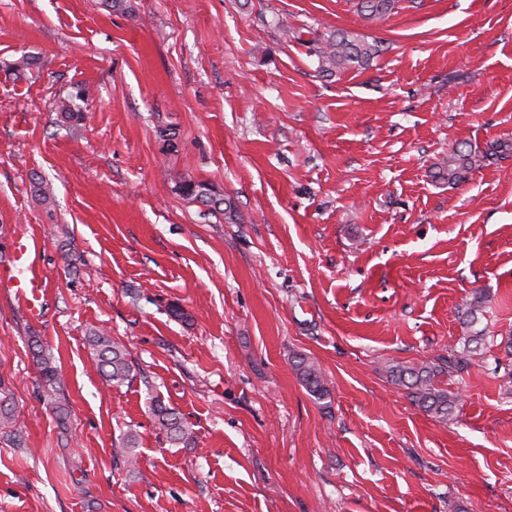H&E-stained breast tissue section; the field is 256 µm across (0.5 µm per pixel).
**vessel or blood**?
<instances>
[{"mask_svg":"<svg viewBox=\"0 0 512 512\" xmlns=\"http://www.w3.org/2000/svg\"><path fill=\"white\" fill-rule=\"evenodd\" d=\"M35 250L33 240L24 236L14 239L10 261L0 265V288L10 289L27 316L37 321L44 315L45 284L32 259Z\"/></svg>","mask_w":512,"mask_h":512,"instance_id":"vessel-or-blood-1","label":"vessel or blood"}]
</instances>
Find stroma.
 <instances>
[{"instance_id": "obj_1", "label": "stroma", "mask_w": 512, "mask_h": 512, "mask_svg": "<svg viewBox=\"0 0 512 512\" xmlns=\"http://www.w3.org/2000/svg\"><path fill=\"white\" fill-rule=\"evenodd\" d=\"M131 5L0 0V262L33 238L46 284L37 322L0 291V512H512V148L436 177L456 145H512V0H400L378 22L354 0ZM287 28L381 51L326 77ZM78 87L86 118L61 125ZM177 176L223 191L237 221L175 194ZM93 329L132 380L103 382ZM453 349L462 400L441 423L387 369ZM129 431L133 467L113 454ZM292 367L313 396L319 400L325 399L328 396L329 390L316 364L310 362L305 356L300 355L292 361ZM152 413L160 429L165 431L173 442L179 443L187 440L189 436L188 428L175 409L157 398L153 400Z\"/></svg>"}]
</instances>
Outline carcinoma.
<instances>
[{"label":"carcinoma","instance_id":"1","mask_svg":"<svg viewBox=\"0 0 512 512\" xmlns=\"http://www.w3.org/2000/svg\"><path fill=\"white\" fill-rule=\"evenodd\" d=\"M397 3L398 0H357L356 11L365 20L381 21L394 12ZM283 33L292 35V38L299 42H306L310 51L318 59L319 71L326 76L365 67L379 53L377 44L368 42L363 36L341 29L330 30L323 35L314 33L308 40L304 39V33L292 32L286 26L283 27ZM81 100L83 96L80 89L61 99L57 105L59 122L73 125L84 120L85 113L78 106ZM497 152L496 146L492 151L482 153L455 147L441 165L438 171L439 178L450 184H456L464 180L468 172L482 167L485 161ZM174 191L188 200L226 214L229 219L235 216L231 201L225 199L223 194L208 183L180 177L174 180ZM490 303V296L485 294L476 296L465 308V323L470 326L477 324L479 317L484 315ZM89 344L97 357V370L107 383L118 386L131 377L132 363L128 360L126 350L121 344L98 331L91 333ZM39 364L46 391L52 396L57 393L59 386L57 368L52 366L50 360L42 354L39 355ZM292 367L313 396L319 400L328 396L329 390L316 364L300 355L292 361ZM458 367L459 361L450 355L446 359H438L436 363L421 362L411 366H391L388 368V373L394 384L408 390L410 399L415 405L438 421L446 422L461 401V394L445 387L442 377L453 374ZM152 413L160 429L165 431L173 442L187 440L188 428L175 409L157 398L153 400ZM136 445V435L127 433L118 443L115 455L131 462L135 459Z\"/></svg>","mask_w":512,"mask_h":512}]
</instances>
